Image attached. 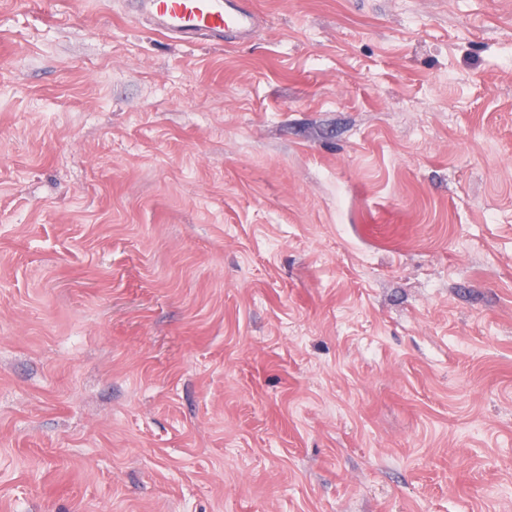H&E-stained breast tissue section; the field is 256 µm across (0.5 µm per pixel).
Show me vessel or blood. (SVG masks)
I'll list each match as a JSON object with an SVG mask.
<instances>
[{"instance_id":"vessel-or-blood-1","label":"vessel or blood","mask_w":512,"mask_h":512,"mask_svg":"<svg viewBox=\"0 0 512 512\" xmlns=\"http://www.w3.org/2000/svg\"><path fill=\"white\" fill-rule=\"evenodd\" d=\"M131 18H148L169 39L224 35L242 43L252 38L259 14L251 0H125Z\"/></svg>"}]
</instances>
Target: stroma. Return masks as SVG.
Instances as JSON below:
<instances>
[{"label":"stroma","instance_id":"35a3bbf8","mask_svg":"<svg viewBox=\"0 0 512 512\" xmlns=\"http://www.w3.org/2000/svg\"><path fill=\"white\" fill-rule=\"evenodd\" d=\"M253 2L0 0V512H512V0ZM131 18H148L167 39L224 35L230 43L252 38L259 14L250 0H124Z\"/></svg>","mask_w":512,"mask_h":512}]
</instances>
